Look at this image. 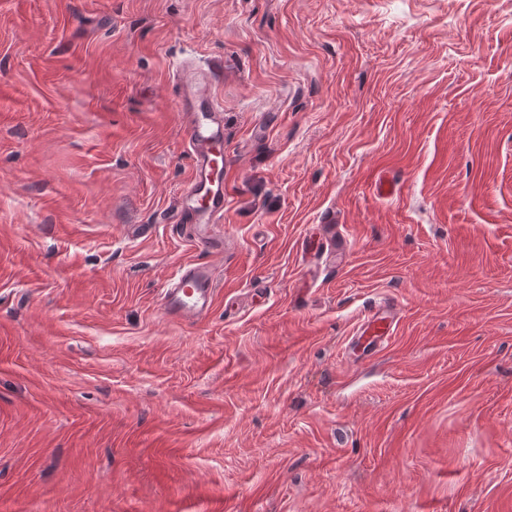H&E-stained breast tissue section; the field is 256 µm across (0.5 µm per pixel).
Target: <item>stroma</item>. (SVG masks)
Returning a JSON list of instances; mask_svg holds the SVG:
<instances>
[{"label": "stroma", "instance_id": "1", "mask_svg": "<svg viewBox=\"0 0 512 512\" xmlns=\"http://www.w3.org/2000/svg\"><path fill=\"white\" fill-rule=\"evenodd\" d=\"M0 512H512V0H0ZM177 82L188 115L185 129L192 163L190 183L178 200L181 224H191L189 230L198 243L222 250L224 236L216 231L214 221L224 215V122L211 98L199 107L194 104L197 96L208 94L203 77L193 87L181 79ZM215 300V285L209 269L202 264L182 267L166 288L162 304L167 316L201 318L206 316ZM396 308L390 301L381 300L358 326L351 338V347L363 352H382L390 344L397 327Z\"/></svg>", "mask_w": 512, "mask_h": 512}]
</instances>
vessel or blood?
Masks as SVG:
<instances>
[{"mask_svg":"<svg viewBox=\"0 0 512 512\" xmlns=\"http://www.w3.org/2000/svg\"><path fill=\"white\" fill-rule=\"evenodd\" d=\"M182 108L188 115L186 137L190 149L192 176L180 195L178 210L194 239L203 246L219 250L224 237L214 221L224 213V123L213 103L195 105L197 96L206 94V80L195 85L181 84ZM215 300V285L209 269L201 264L182 267L166 288L162 304L167 316L201 318ZM396 309L381 300L358 326L351 338L352 348L380 352L388 347L397 327Z\"/></svg>","mask_w":512,"mask_h":512,"instance_id":"obj_1","label":"vessel or blood"}]
</instances>
